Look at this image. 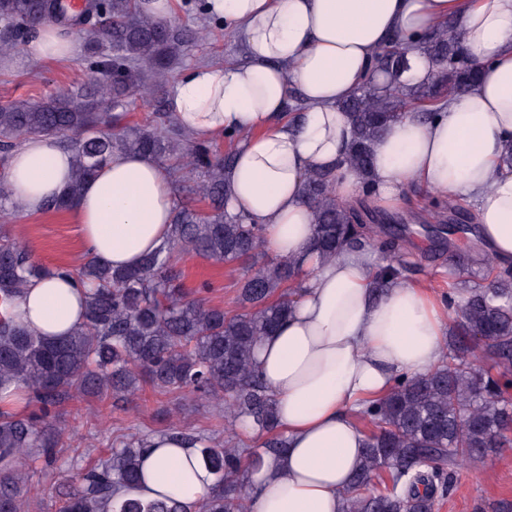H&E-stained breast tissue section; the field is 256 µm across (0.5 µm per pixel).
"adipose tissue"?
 I'll return each mask as SVG.
<instances>
[{
    "label": "adipose tissue",
    "mask_w": 512,
    "mask_h": 512,
    "mask_svg": "<svg viewBox=\"0 0 512 512\" xmlns=\"http://www.w3.org/2000/svg\"><path fill=\"white\" fill-rule=\"evenodd\" d=\"M207 13L242 41L246 60L198 65L169 96L173 121L198 142L240 134L226 179L229 205L266 228V248L296 261L301 295L280 328L263 337L256 362L277 401L288 439L279 455L247 472L250 512H343V498L365 444L356 415L391 392L397 376L424 375L438 364L448 310L431 290L401 282L382 297L365 250L321 261L311 249L313 216L306 174L336 175V195L393 210L411 185L472 204L483 248L512 263V0H207ZM460 20L465 51L482 62L480 78L431 117L411 110L374 142L369 180L341 165L351 124L339 103L371 70L376 49L397 36L408 61L402 83L431 69L422 49L438 23ZM28 53L70 60L71 34L45 23ZM306 104L289 117V85ZM72 157L58 138H23L7 181L25 213L41 214L70 181ZM175 197L167 171L151 158L117 151L88 180L71 214L83 248L115 268L137 266L167 241ZM88 287L73 277L32 279L14 299L20 324L54 338L82 321ZM134 496L154 499L182 488L185 500L206 493L211 476L182 439L154 436Z\"/></svg>",
    "instance_id": "ef3b65f1"
}]
</instances>
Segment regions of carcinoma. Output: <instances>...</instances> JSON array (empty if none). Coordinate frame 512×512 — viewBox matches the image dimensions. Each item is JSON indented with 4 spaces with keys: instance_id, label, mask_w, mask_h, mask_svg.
<instances>
[{
    "instance_id": "obj_1",
    "label": "carcinoma",
    "mask_w": 512,
    "mask_h": 512,
    "mask_svg": "<svg viewBox=\"0 0 512 512\" xmlns=\"http://www.w3.org/2000/svg\"><path fill=\"white\" fill-rule=\"evenodd\" d=\"M54 21L85 33L93 77L39 102L0 104V166L7 167L17 138L52 135L74 158L70 183L45 210L66 211L83 184L115 150L148 156L189 183L206 206H176L169 240L132 270H116L93 257L73 267L49 269L24 244L0 234V394L25 393L26 410L0 409V512H25L33 479L48 467L72 472L71 486L56 512H188L177 493L161 499L123 498L118 491L142 478V455L151 435L118 437L91 464L65 439L51 410L79 395L126 401L148 386L158 393L188 391L224 406V430L236 433L248 419L266 439L240 448L182 424L168 435L197 447L213 482L195 512H248L245 471L263 455L281 454L287 439L278 431L276 401L256 366L258 342L288 316L301 289L294 262L267 258L263 225L228 209L224 170L234 151L196 143L173 122L168 98L156 95L141 123L118 114L148 88L163 83L197 34L143 11L141 0H88L85 13H66L62 0H0V56L18 51L39 27ZM433 76L408 91L397 84L362 85L339 104L352 125L344 163L370 189L372 145L402 113L427 115L445 94L475 83L480 63L466 55L458 24H438L425 38ZM407 67L391 39L374 54V70L395 76ZM304 192L314 214L312 248L327 260L347 247L384 253L375 289L384 292L406 279L409 263L402 238L366 223V213L336 197L330 171L306 175ZM20 209L0 171V214ZM194 251L226 265L252 263L240 281V310L225 311L184 288L177 254ZM484 283L467 286L449 267L450 338L430 373L401 376L392 392L358 415L372 429L346 493L344 512H436L450 491L455 469L512 447V265L483 258ZM75 275L92 284L85 320L70 334L48 340L17 324L11 299L30 279ZM485 360L489 367L477 366Z\"/></svg>"
}]
</instances>
